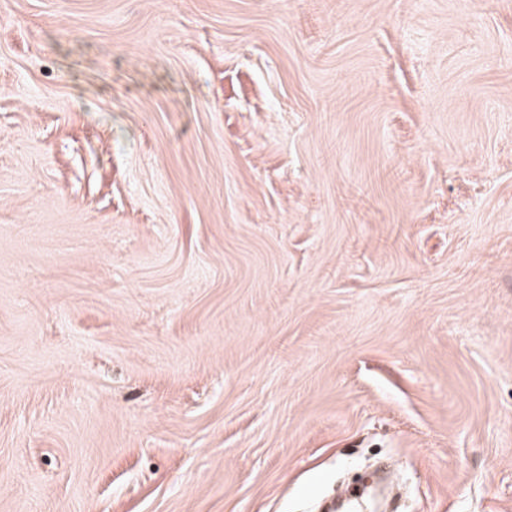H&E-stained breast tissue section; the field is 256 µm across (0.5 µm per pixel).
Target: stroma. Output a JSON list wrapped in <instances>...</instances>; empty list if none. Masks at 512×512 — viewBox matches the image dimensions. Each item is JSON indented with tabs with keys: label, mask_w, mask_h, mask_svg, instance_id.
<instances>
[{
	"label": "stroma",
	"mask_w": 512,
	"mask_h": 512,
	"mask_svg": "<svg viewBox=\"0 0 512 512\" xmlns=\"http://www.w3.org/2000/svg\"><path fill=\"white\" fill-rule=\"evenodd\" d=\"M372 454L512 512V0H0V512Z\"/></svg>",
	"instance_id": "1"
}]
</instances>
